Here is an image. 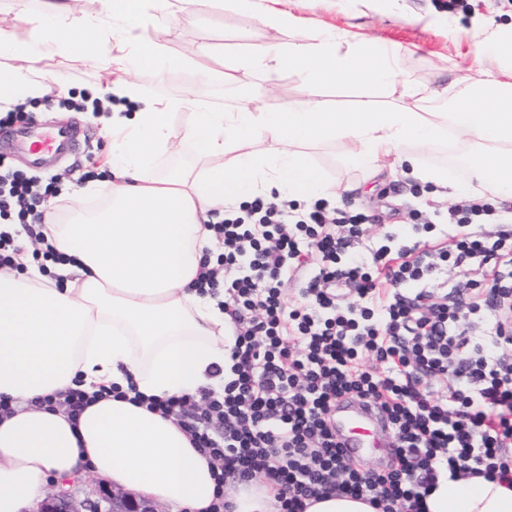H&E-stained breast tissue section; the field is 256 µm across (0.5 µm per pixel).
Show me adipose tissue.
I'll use <instances>...</instances> for the list:
<instances>
[{
	"instance_id": "1",
	"label": "adipose tissue",
	"mask_w": 512,
	"mask_h": 512,
	"mask_svg": "<svg viewBox=\"0 0 512 512\" xmlns=\"http://www.w3.org/2000/svg\"><path fill=\"white\" fill-rule=\"evenodd\" d=\"M97 2L95 13L80 18L69 0H41L32 17L18 11L33 27L25 39L0 27V52L14 61L0 68L1 106L64 93L46 80L45 63L59 54L104 61L113 73L105 94L89 93L111 145L107 176L86 187L100 206L47 216L42 231L59 256L48 270L28 255L22 269H0V397L13 407L0 419V512H30L49 481L85 473L173 512H213V469L187 433L123 397L131 386L153 398L220 391L232 377L224 309L194 285L210 246L205 222L258 196L305 207L341 203L344 188L307 152L317 144L342 146L350 164L372 174L389 164L454 198L489 193L512 202V20L471 15L481 76L447 90L404 72L400 48L356 39L348 29L279 40L303 24L280 0H196L201 10L218 6L271 33L225 71L206 66L216 53L209 44L180 58L203 85L238 83L241 70L262 76V86L217 110L191 91L152 97L131 78L169 67L155 39L129 32L161 30L172 0ZM285 73L296 77L300 96L262 108L266 85ZM333 86L359 89V101L328 106L324 95ZM429 97L446 100L447 111L426 110ZM186 108L191 122L175 125L174 114ZM188 145L196 163L160 169V156L176 157ZM416 145L465 147L467 183L424 165ZM77 384L121 395L91 401L74 418L35 407ZM425 512H512V482L442 480Z\"/></svg>"
}]
</instances>
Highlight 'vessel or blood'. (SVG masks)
I'll return each mask as SVG.
<instances>
[{
	"instance_id": "vessel-or-blood-1",
	"label": "vessel or blood",
	"mask_w": 512,
	"mask_h": 512,
	"mask_svg": "<svg viewBox=\"0 0 512 512\" xmlns=\"http://www.w3.org/2000/svg\"><path fill=\"white\" fill-rule=\"evenodd\" d=\"M78 132L69 126L34 124L25 127L21 144L34 167H43L54 155L68 152L76 144ZM336 438L348 457L368 460L383 457L387 448L386 422L371 407L353 399L336 404Z\"/></svg>"
}]
</instances>
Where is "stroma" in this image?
<instances>
[{
  "label": "stroma",
  "instance_id": "35a3bbf8",
  "mask_svg": "<svg viewBox=\"0 0 512 512\" xmlns=\"http://www.w3.org/2000/svg\"><path fill=\"white\" fill-rule=\"evenodd\" d=\"M282 6L304 19L307 25L349 26L365 38L407 48L402 66L430 86L475 73L473 40L465 33L449 30L447 13L437 7L436 0H397L390 9L384 8L379 0H283ZM267 37V30L260 25L245 23L228 11L201 12L192 0H181L171 22L158 34L169 58L184 55L192 44L210 43L223 48V61L227 64L235 53ZM450 56L460 63L459 69L453 72L441 68L444 59ZM49 71L67 85L75 99L85 96L89 88L106 87L110 78L105 66L71 55L54 58ZM133 77L146 93L158 98L177 96L198 86L195 73L185 68L170 69L161 76L137 71ZM27 115V120L38 123L78 127L81 136L77 148L43 168H35L14 143V135L25 120H2L0 166L40 185H53L57 193L48 197L47 204L56 210L84 204L82 189L88 180L98 177L109 151V140L100 125L85 111L61 107L54 99L34 106ZM310 156L330 180L352 183L346 208L372 217L366 226L365 245L383 244L386 234L394 231L398 232L400 241L416 240L412 217L417 213L426 214L437 232L448 230L452 201L440 194H424L418 181L386 171L373 176L351 168L345 164L342 149L337 145L313 148Z\"/></svg>",
  "mask_w": 512,
  "mask_h": 512
}]
</instances>
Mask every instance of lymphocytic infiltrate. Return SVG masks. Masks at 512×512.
<instances>
[{
	"label": "lymphocytic infiltrate",
	"mask_w": 512,
	"mask_h": 512,
	"mask_svg": "<svg viewBox=\"0 0 512 512\" xmlns=\"http://www.w3.org/2000/svg\"><path fill=\"white\" fill-rule=\"evenodd\" d=\"M43 203L31 182L0 175V216L37 224ZM491 214L463 204L448 212V237L399 246L390 234L362 255L368 215L254 199L212 225L216 265L196 279L201 292H224L233 379L223 393L150 398L148 408L180 421L217 484L275 489L277 512H306L332 493L376 512H423L441 478H512V225L471 230ZM445 265L460 276L449 302L433 282ZM290 278L301 282L292 305L282 297ZM345 396L387 420L386 469L337 445L332 416Z\"/></svg>",
	"instance_id": "lymphocytic-infiltrate-1"
}]
</instances>
